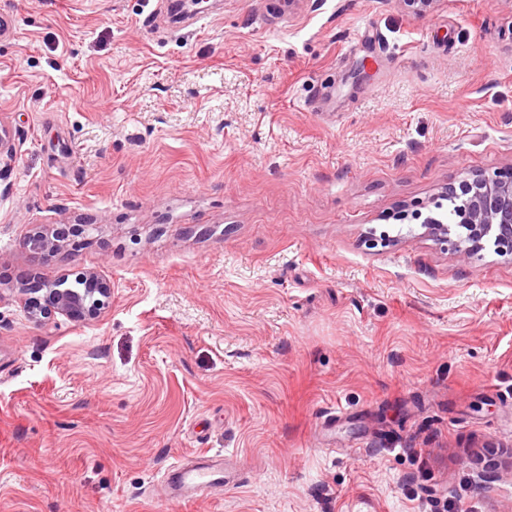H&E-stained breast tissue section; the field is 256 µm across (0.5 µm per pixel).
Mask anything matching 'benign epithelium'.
<instances>
[{
  "label": "benign epithelium",
  "mask_w": 512,
  "mask_h": 512,
  "mask_svg": "<svg viewBox=\"0 0 512 512\" xmlns=\"http://www.w3.org/2000/svg\"><path fill=\"white\" fill-rule=\"evenodd\" d=\"M401 7L415 16L431 12L438 0H398ZM456 207L455 222L446 224L437 218L444 203ZM420 222L423 234L432 238L444 251L458 256L468 265L479 263L488 245L494 253L512 260V165L492 172L476 173L458 183H449L411 214ZM87 225L46 224L28 233L23 246L33 257L45 259L69 246L77 249L81 242L75 237ZM83 279L94 296L89 303L69 288H57L36 275L20 279V297L29 316L42 321L59 314L76 321L99 317L111 297V284L99 273L90 270Z\"/></svg>",
  "instance_id": "7a95c632"
}]
</instances>
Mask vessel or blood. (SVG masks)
<instances>
[{
    "mask_svg": "<svg viewBox=\"0 0 512 512\" xmlns=\"http://www.w3.org/2000/svg\"><path fill=\"white\" fill-rule=\"evenodd\" d=\"M166 479L169 499L186 501L203 491L222 487L227 475L222 455L206 451L196 455L192 463L172 467Z\"/></svg>",
    "mask_w": 512,
    "mask_h": 512,
    "instance_id": "vessel-or-blood-1",
    "label": "vessel or blood"
}]
</instances>
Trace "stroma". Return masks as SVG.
Wrapping results in <instances>:
<instances>
[{"label": "stroma", "instance_id": "stroma-1", "mask_svg": "<svg viewBox=\"0 0 512 512\" xmlns=\"http://www.w3.org/2000/svg\"><path fill=\"white\" fill-rule=\"evenodd\" d=\"M0 19V512H512V261L400 218L512 164V0ZM91 269L98 319L28 318L21 275ZM207 449L238 484L165 501ZM79 226L82 228H74ZM85 224H46L37 227L28 233L23 240V246L33 257L45 259L53 254L61 252L65 247L71 245L72 250H77L81 246V241H76L72 237L82 234Z\"/></svg>", "mask_w": 512, "mask_h": 512}]
</instances>
